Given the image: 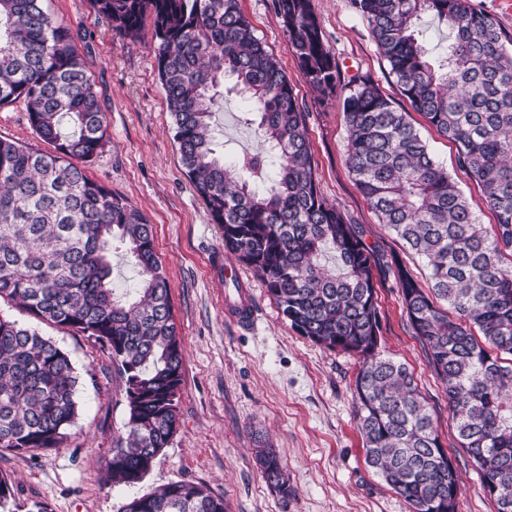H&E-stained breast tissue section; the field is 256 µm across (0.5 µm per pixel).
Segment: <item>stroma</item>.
<instances>
[{"mask_svg": "<svg viewBox=\"0 0 512 512\" xmlns=\"http://www.w3.org/2000/svg\"><path fill=\"white\" fill-rule=\"evenodd\" d=\"M343 79L366 74L397 106L398 86L379 57L366 21L350 0H312ZM46 8L76 33L77 47L107 110L109 142L87 174L142 211L154 227L155 247L168 279L184 360L177 402L178 429L145 479L134 486L106 484L104 467L126 419L125 383L108 349L68 328L38 321L6 301L0 315L37 330L68 351L83 379L80 415L62 448L0 449V473L14 483L23 512H118L128 500L170 482L205 486L228 512H411L410 505L365 462L354 413L356 356L317 345L294 331L269 298L261 278L231 262L253 292L256 321L242 328L224 316V273L210 265L223 252L220 225L185 176L174 141L173 118L158 76L151 22L138 40L120 38L90 0H45ZM245 16L278 59L308 114V137L320 193L363 230L385 256L398 257L418 282L423 262L383 225L346 166L347 131L336 101L305 81L276 13L275 0H240ZM242 100L226 96L219 112L225 155L257 148L243 123ZM409 122L435 160L456 175L482 224L495 221L478 184L460 174L457 147L416 112ZM382 319L381 348L408 364L433 410L441 442L461 480L458 512H496L476 464L457 441L442 385L413 337L399 290L386 271L376 274ZM262 436L281 458L292 495L268 486L254 461Z\"/></svg>", "mask_w": 512, "mask_h": 512, "instance_id": "35a3bbf8", "label": "stroma"}]
</instances>
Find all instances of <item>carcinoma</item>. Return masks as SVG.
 <instances>
[{
  "instance_id": "carcinoma-1",
  "label": "carcinoma",
  "mask_w": 512,
  "mask_h": 512,
  "mask_svg": "<svg viewBox=\"0 0 512 512\" xmlns=\"http://www.w3.org/2000/svg\"><path fill=\"white\" fill-rule=\"evenodd\" d=\"M45 0H0V106L26 102L38 139L0 138V300L108 348L124 379L126 422L105 479L135 485L169 446L183 349L153 225L84 165L108 139L98 92L71 29ZM305 81L336 98L346 164L379 223L425 263L423 288L393 261L413 335L443 385L460 447L472 456L496 512H512V32L468 0H352L412 110L457 146L458 168L482 188L485 226L456 179L431 155L406 111L369 77L342 80L312 0H276ZM125 38L151 16L159 77L180 162L224 251L257 273L301 336L358 356L355 412L367 463L413 512H457L460 485L429 404L406 364L381 351L375 274L383 262L360 227L318 191L307 115L239 0H91ZM448 31L437 52L424 29ZM248 95L245 122L263 148L224 164L214 118L224 78ZM73 130L66 133L62 120ZM125 248L137 288L112 284ZM336 255L337 270L322 262ZM78 375L55 341L0 316V449H58L79 412ZM266 483L292 492L272 448L256 453ZM0 476V509L15 512ZM118 512H227L224 498L171 482Z\"/></svg>"
}]
</instances>
